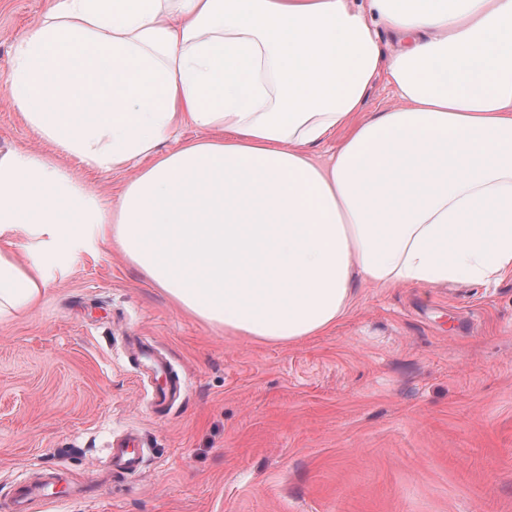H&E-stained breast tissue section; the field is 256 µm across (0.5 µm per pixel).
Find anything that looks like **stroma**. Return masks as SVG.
I'll return each mask as SVG.
<instances>
[{
    "label": "stroma",
    "instance_id": "1",
    "mask_svg": "<svg viewBox=\"0 0 512 512\" xmlns=\"http://www.w3.org/2000/svg\"><path fill=\"white\" fill-rule=\"evenodd\" d=\"M51 0H0V151L52 158L114 206L130 170L89 169L8 99L15 45ZM0 322V512L44 471L91 479L32 512H512V272L484 284L356 283L330 331L266 343L209 326L93 240ZM133 336L187 381L157 411ZM137 434V475L112 441ZM141 448L135 445V439L125 436L119 443H112L109 448L110 466L128 474L137 473L143 463Z\"/></svg>",
    "mask_w": 512,
    "mask_h": 512
}]
</instances>
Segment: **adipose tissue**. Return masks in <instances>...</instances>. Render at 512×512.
Listing matches in <instances>:
<instances>
[{"label": "adipose tissue", "mask_w": 512, "mask_h": 512, "mask_svg": "<svg viewBox=\"0 0 512 512\" xmlns=\"http://www.w3.org/2000/svg\"><path fill=\"white\" fill-rule=\"evenodd\" d=\"M381 73L398 107L356 121ZM7 89L45 141L135 174L108 211L0 152V320L90 226L185 311L281 344L335 326L359 281L512 272V0H53Z\"/></svg>", "instance_id": "adipose-tissue-1"}]
</instances>
